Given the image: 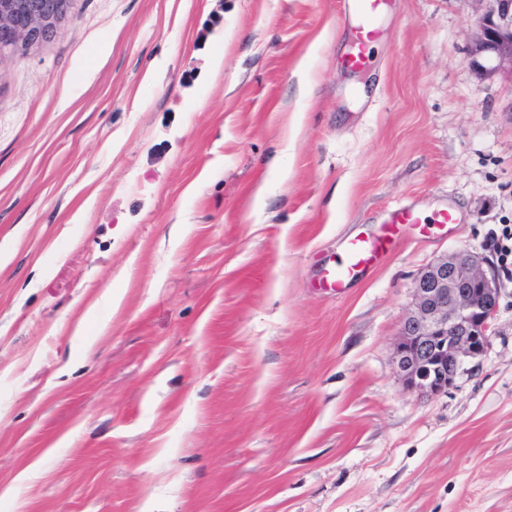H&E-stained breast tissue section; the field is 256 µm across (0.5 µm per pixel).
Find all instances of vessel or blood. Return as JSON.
I'll return each mask as SVG.
<instances>
[{"label":"vessel or blood","instance_id":"vessel-or-blood-1","mask_svg":"<svg viewBox=\"0 0 512 512\" xmlns=\"http://www.w3.org/2000/svg\"><path fill=\"white\" fill-rule=\"evenodd\" d=\"M388 0H348L347 14L352 23V45L345 59L346 67L354 72L368 68L369 45L377 36V19L385 10ZM424 217L412 205L392 211L385 219L390 230L376 237L356 235L347 239L342 257L336 263L325 266L318 281L319 288L327 291H342L363 273L377 266L394 245L393 225L420 224Z\"/></svg>","mask_w":512,"mask_h":512}]
</instances>
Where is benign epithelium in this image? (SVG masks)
Here are the masks:
<instances>
[{"mask_svg":"<svg viewBox=\"0 0 512 512\" xmlns=\"http://www.w3.org/2000/svg\"><path fill=\"white\" fill-rule=\"evenodd\" d=\"M470 64L512 75V0H476ZM71 0H0V59L48 41L68 19ZM494 267L456 250L429 265L414 283L413 309L395 351L406 384L433 396L448 389L467 358L484 354L499 306Z\"/></svg>","mask_w":512,"mask_h":512,"instance_id":"obj_1","label":"benign epithelium"}]
</instances>
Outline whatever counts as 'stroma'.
I'll return each mask as SVG.
<instances>
[{"mask_svg":"<svg viewBox=\"0 0 512 512\" xmlns=\"http://www.w3.org/2000/svg\"><path fill=\"white\" fill-rule=\"evenodd\" d=\"M343 2L73 0L0 59V512H512V78L474 0H391L348 71ZM402 204L458 222L314 288ZM461 248L499 308L428 397L394 348Z\"/></svg>","mask_w":512,"mask_h":512,"instance_id":"stroma-1","label":"stroma"}]
</instances>
